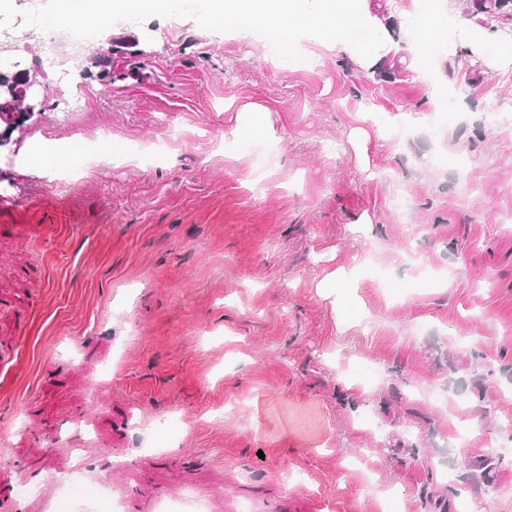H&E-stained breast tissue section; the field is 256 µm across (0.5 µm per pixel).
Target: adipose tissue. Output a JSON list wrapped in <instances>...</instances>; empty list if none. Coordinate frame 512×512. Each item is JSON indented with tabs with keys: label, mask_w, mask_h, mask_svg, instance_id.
<instances>
[{
	"label": "adipose tissue",
	"mask_w": 512,
	"mask_h": 512,
	"mask_svg": "<svg viewBox=\"0 0 512 512\" xmlns=\"http://www.w3.org/2000/svg\"><path fill=\"white\" fill-rule=\"evenodd\" d=\"M169 0H54L51 18L62 30L103 26L115 15L157 10ZM208 21L241 27H260L284 36L289 48L309 54L311 45L338 49L371 67L392 48L384 19L373 16L368 0H205ZM460 43L471 53H484L472 30H449L447 14L433 0L423 14L420 35L414 40V60L423 68L437 70L447 42Z\"/></svg>",
	"instance_id": "obj_1"
}]
</instances>
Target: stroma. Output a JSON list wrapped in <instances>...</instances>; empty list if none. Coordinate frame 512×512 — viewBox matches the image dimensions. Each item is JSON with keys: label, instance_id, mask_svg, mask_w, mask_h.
<instances>
[{"label": "stroma", "instance_id": "stroma-1", "mask_svg": "<svg viewBox=\"0 0 512 512\" xmlns=\"http://www.w3.org/2000/svg\"><path fill=\"white\" fill-rule=\"evenodd\" d=\"M386 4L376 74L334 50L273 63L261 30L212 25L200 0L96 31L90 50L128 44L109 87L24 43L48 93L0 134V202L78 234L40 248L0 230V298L44 293L52 311L15 367L7 512H37L18 492L70 467L62 446L87 448L121 512H224L228 496L281 512L293 495L309 512H512L493 434L512 419V65L472 88L468 57L393 75L417 4ZM247 102L275 139L235 134ZM68 144L113 162L61 183ZM51 193L65 209L27 208ZM362 263L359 299L321 289Z\"/></svg>", "mask_w": 512, "mask_h": 512}]
</instances>
